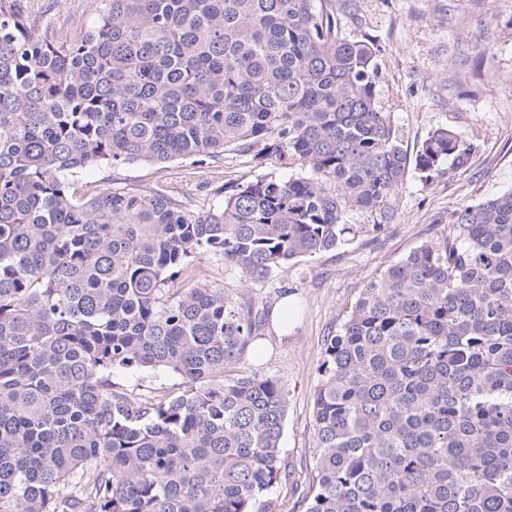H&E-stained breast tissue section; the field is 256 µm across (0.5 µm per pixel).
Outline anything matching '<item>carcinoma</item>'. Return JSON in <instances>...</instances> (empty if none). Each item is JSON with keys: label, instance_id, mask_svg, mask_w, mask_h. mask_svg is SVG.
Listing matches in <instances>:
<instances>
[{"label": "carcinoma", "instance_id": "1", "mask_svg": "<svg viewBox=\"0 0 512 512\" xmlns=\"http://www.w3.org/2000/svg\"><path fill=\"white\" fill-rule=\"evenodd\" d=\"M81 38L0 0V512H274L287 394L224 377L265 309L175 285L220 256L252 283L393 223L412 155L379 95L356 0H103ZM302 166L203 211L72 179L94 165ZM369 282L325 340L305 512H512V189L450 218ZM181 382L147 396L118 371Z\"/></svg>", "mask_w": 512, "mask_h": 512}]
</instances>
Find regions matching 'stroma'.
Segmentation results:
<instances>
[{"mask_svg": "<svg viewBox=\"0 0 512 512\" xmlns=\"http://www.w3.org/2000/svg\"><path fill=\"white\" fill-rule=\"evenodd\" d=\"M36 31L64 40L89 29L102 0H26ZM358 23L382 49L381 98L409 151L433 130L453 129L477 140L480 150L461 169L425 182L409 175L396 201V216L384 230L372 216L354 212L350 241L335 250L288 262L268 281L246 282L218 256L195 264L194 278L214 281L238 301L291 298L294 317L287 331L266 329V358L228 366L225 377L260 372L280 379L288 395L281 441L288 478L273 493L276 512H304L314 476L313 396L319 383L327 336L345 319L363 286L423 242L449 231V218L463 204H475L512 189V0H362ZM281 175L274 165L255 166L249 157L228 151L215 164L182 160L92 167L78 178L85 191L118 182L143 190L159 189L190 208L218 203L227 183H247L265 174Z\"/></svg>", "mask_w": 512, "mask_h": 512, "instance_id": "35a3bbf8", "label": "stroma"}]
</instances>
